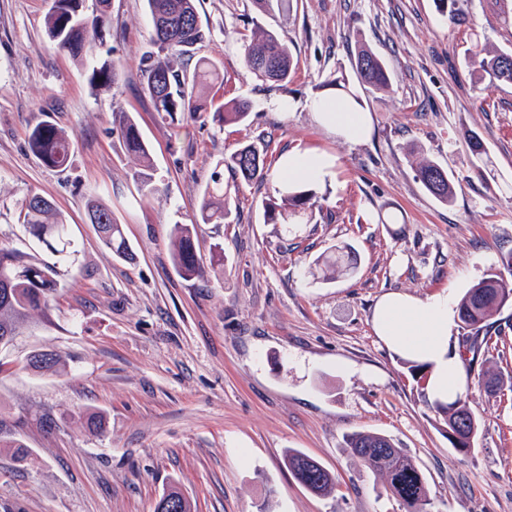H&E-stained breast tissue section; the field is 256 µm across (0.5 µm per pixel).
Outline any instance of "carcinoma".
Listing matches in <instances>:
<instances>
[{
  "label": "carcinoma",
  "mask_w": 512,
  "mask_h": 512,
  "mask_svg": "<svg viewBox=\"0 0 512 512\" xmlns=\"http://www.w3.org/2000/svg\"><path fill=\"white\" fill-rule=\"evenodd\" d=\"M80 0H67L58 15H48L45 35L58 49L67 52L78 63L88 68L89 82L95 87H108L115 82L112 61L97 54V44L103 41L108 25L110 0H96V10L88 26H83ZM150 14L156 50L148 51L140 59L143 90L150 97L154 110L177 124L185 115L214 112L218 120L244 123L248 120L251 104L237 99L215 105L207 95L212 81L218 78L219 68L211 60H198L192 76L174 68L171 57L185 54L202 44L206 32L199 20L196 0H145ZM437 10L454 21L468 0H434ZM244 63L256 78L274 83L288 81L293 73V59L288 48L273 29L256 26L251 35L241 37ZM512 49H502L486 42H475L464 54V64L471 75L479 74L491 85L512 84ZM354 79L367 95L387 92L392 87V73L385 60L372 49L359 48L353 67ZM118 125L127 152L136 157L143 171L137 174L140 187L152 183V155L149 144L141 135L133 116L118 115ZM30 151L47 167L65 169L71 155L68 134L48 120L37 123L28 138ZM465 164L474 171L488 160L482 138L477 133L466 137ZM268 145L254 143L241 145L235 152L217 161L216 166L236 180L250 182L266 173ZM413 168L419 183L438 202L449 204L456 194L454 175L438 161L420 150L414 153ZM317 195L311 188L289 187L278 198H270L263 205V222L287 224L290 219L309 215ZM90 223L96 225L103 245L121 260L132 258V249L123 225L117 223L112 210L96 199L87 201ZM24 227L37 244L46 250L53 261H41L17 249L0 246V336L7 330H16L29 324L32 313L41 310L57 292L60 267L69 263L77 253V244L69 234L67 224L52 203L32 195L22 203ZM231 195L224 190V174L213 172L202 191L199 205V224L231 223ZM194 228L187 224L173 226L170 248L174 266L185 278L204 272L193 238ZM357 259L347 253H331L315 262L320 279L331 282L355 268ZM512 303V280L500 272H489L462 295L458 303L461 328L475 347L480 333L491 317L505 305ZM484 388L495 393L504 385L512 388V376L484 372ZM435 422L448 433V442L458 453H466L473 445L480 429L479 419L470 408L468 394L452 402L433 401L428 404ZM345 448L360 467L381 480L384 492L399 501L404 512H431L432 498L428 482L412 455L389 437L376 432H356L346 436ZM11 453L13 460L28 463L32 453L26 444L14 436H0V450ZM288 470L305 489L317 496H326L336 490V477L323 464L307 454L288 449L285 455Z\"/></svg>",
  "instance_id": "cac0c4a2"
}]
</instances>
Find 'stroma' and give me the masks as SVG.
<instances>
[{
    "instance_id": "obj_1",
    "label": "stroma",
    "mask_w": 512,
    "mask_h": 512,
    "mask_svg": "<svg viewBox=\"0 0 512 512\" xmlns=\"http://www.w3.org/2000/svg\"><path fill=\"white\" fill-rule=\"evenodd\" d=\"M51 5L0 0V244L31 253L19 211L39 194L64 215L80 252L0 372V433L32 452L23 468L0 454V512H154L173 485L194 512H402L348 456L344 439L358 431L385 434L414 456L433 512H512V390L491 395L476 379L489 366L512 375V304L489 321L488 348L467 381L480 431L465 454L433 424L427 391L371 321L388 292L460 300L512 252V85L485 88L463 66L475 36L512 45V0H469L452 22L433 0H289L287 12L263 18L296 63L273 87L244 65L240 37L260 16L255 0H198L209 36L176 64L217 62V100L252 105L243 125L209 112L173 125L154 112L139 71L153 37L144 0H111L105 48L116 81L105 92L46 38ZM362 43L384 58L393 84L364 99L372 132L349 144L311 105L340 95L326 80L352 78ZM121 111L151 147L155 195L143 196L134 178ZM42 120L74 143L65 169L28 148ZM470 130L489 157L478 173L462 164ZM245 142L270 144L266 178L233 192L232 223L196 224L217 161ZM416 145L458 179L451 204L416 181ZM305 150L339 158L334 180L316 189L310 223H264L280 156ZM93 197L123 224L134 261L103 246L87 220ZM177 222L195 224L202 258L223 248V271L177 273ZM335 248L354 251L357 265L325 283L314 262ZM42 350L61 360L53 375L25 366ZM90 412L105 417L104 434L86 429ZM290 448L331 470L337 491L319 497L298 484L284 464Z\"/></svg>"
}]
</instances>
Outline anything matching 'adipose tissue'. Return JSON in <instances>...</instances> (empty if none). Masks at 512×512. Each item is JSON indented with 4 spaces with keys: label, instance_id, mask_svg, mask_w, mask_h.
Wrapping results in <instances>:
<instances>
[{
    "label": "adipose tissue",
    "instance_id": "adipose-tissue-1",
    "mask_svg": "<svg viewBox=\"0 0 512 512\" xmlns=\"http://www.w3.org/2000/svg\"><path fill=\"white\" fill-rule=\"evenodd\" d=\"M317 118L343 141L362 142L370 132L367 113L339 99L313 102ZM337 163L327 153L285 155L277 171L281 184H312L330 178ZM451 300L447 294L420 299L399 292L384 295L372 313L373 327L397 354L426 364L431 399L451 402L465 390L460 361L450 353Z\"/></svg>",
    "mask_w": 512,
    "mask_h": 512
}]
</instances>
